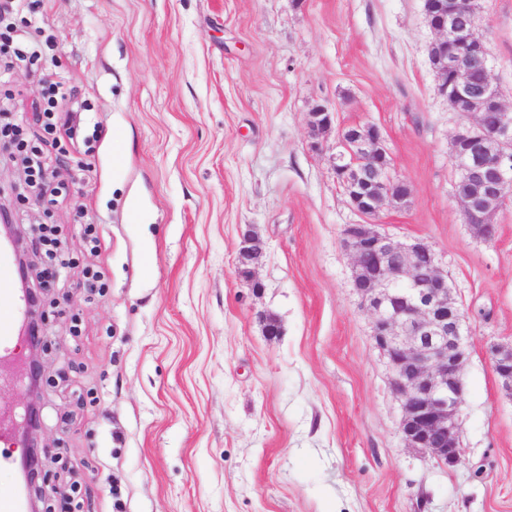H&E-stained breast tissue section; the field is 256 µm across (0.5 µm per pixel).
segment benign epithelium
<instances>
[{"instance_id": "benign-epithelium-1", "label": "benign epithelium", "mask_w": 512, "mask_h": 512, "mask_svg": "<svg viewBox=\"0 0 512 512\" xmlns=\"http://www.w3.org/2000/svg\"><path fill=\"white\" fill-rule=\"evenodd\" d=\"M468 11L461 0H439L425 17L436 33L429 58L438 90L459 117L452 138L451 161L476 192L459 199L466 223L484 239L497 233L493 216L512 186V109L497 90L486 43L475 26L460 30L457 17ZM318 136L331 128V113L318 106L311 113ZM334 169L350 203L373 217L389 203L399 206L410 195L407 184L390 175L384 140L374 126H351L339 134ZM240 254L251 261L261 253L253 225L241 232ZM342 244L353 259V288L370 317L373 346L386 359L399 398L401 434L409 448L429 454L438 465L453 468L463 459L460 412L466 358L464 315L448 284L435 267L430 279L418 280L415 267L422 254L434 251L421 239L401 241L375 224H348ZM495 372L512 395V344L494 345ZM36 423L24 435L20 464L24 488L30 487L37 451Z\"/></svg>"}]
</instances>
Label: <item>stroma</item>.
<instances>
[{"label": "stroma", "instance_id": "1", "mask_svg": "<svg viewBox=\"0 0 512 512\" xmlns=\"http://www.w3.org/2000/svg\"><path fill=\"white\" fill-rule=\"evenodd\" d=\"M476 3L512 105V0ZM8 24L54 36L41 66L83 124L51 155L66 201H34L0 143V202L29 237L56 225L79 262L92 215L108 285L88 296L63 269L44 290L45 490L78 482L81 512H512V396L490 354L512 342V197L493 239L466 224L423 0H34ZM8 88L45 138L42 83L22 64ZM318 104L333 124L315 151ZM355 125L410 187L376 224L432 247L467 317L455 468L406 447L352 286L342 231L364 218L333 157Z\"/></svg>", "mask_w": 512, "mask_h": 512}]
</instances>
